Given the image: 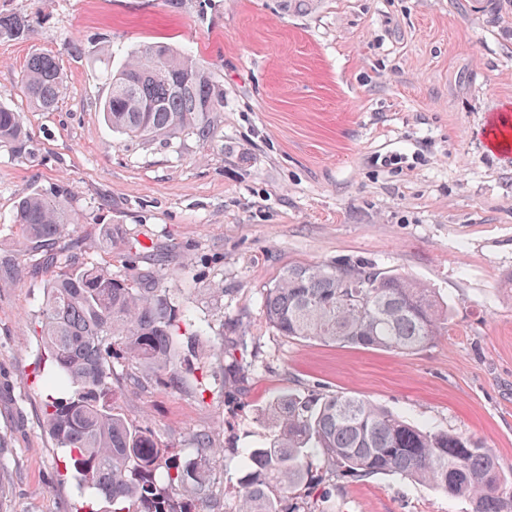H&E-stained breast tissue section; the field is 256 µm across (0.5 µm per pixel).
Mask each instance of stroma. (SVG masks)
I'll return each instance as SVG.
<instances>
[{
    "instance_id": "obj_1",
    "label": "stroma",
    "mask_w": 512,
    "mask_h": 512,
    "mask_svg": "<svg viewBox=\"0 0 512 512\" xmlns=\"http://www.w3.org/2000/svg\"><path fill=\"white\" fill-rule=\"evenodd\" d=\"M34 17L0 40V104L20 112L30 153L0 144V512H78L66 458L43 428L38 309L50 271L13 222L22 193L75 216L53 253L151 271L208 338L209 376L159 386L118 362L124 415L176 447L208 434L220 512H238L244 454L269 442L285 392L345 393L420 427L477 439L512 471V152L487 120L512 111V0H0ZM194 55L224 87L208 142L112 131L99 63L147 44ZM54 52L66 89L30 108V55ZM369 261L427 282L447 335L397 353L303 341L265 321L262 297L295 263ZM240 341L238 373L221 351ZM319 512H471L394 475L314 476Z\"/></svg>"
}]
</instances>
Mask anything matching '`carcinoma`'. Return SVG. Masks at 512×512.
<instances>
[{"label":"carcinoma","mask_w":512,"mask_h":512,"mask_svg":"<svg viewBox=\"0 0 512 512\" xmlns=\"http://www.w3.org/2000/svg\"><path fill=\"white\" fill-rule=\"evenodd\" d=\"M27 15L0 14V40L33 31ZM110 92L101 112L129 137L207 141L224 92L185 52L147 45L114 70L100 60ZM29 106L53 110L64 75L52 52L33 54L22 76ZM0 143L16 156L29 137L20 114L0 105ZM14 223L34 246L49 247L77 223L60 202L23 193ZM267 324L283 336L400 353L419 350L448 332V306L427 284L372 262L296 263L263 295ZM40 346L50 370L43 425L65 450L82 494L100 495L112 512H215L208 437H195L194 462L182 449L129 421L112 388V361L147 368L179 389L187 356L204 333H181L193 318L151 272L130 282L104 265L69 263L47 282L38 310ZM269 445L248 453L238 512H281V498L311 484L313 469L362 481L381 474L429 486L469 502L471 512H512V474L493 451L457 433L422 429L367 399L311 390L288 392L268 408Z\"/></svg>","instance_id":"obj_1"}]
</instances>
